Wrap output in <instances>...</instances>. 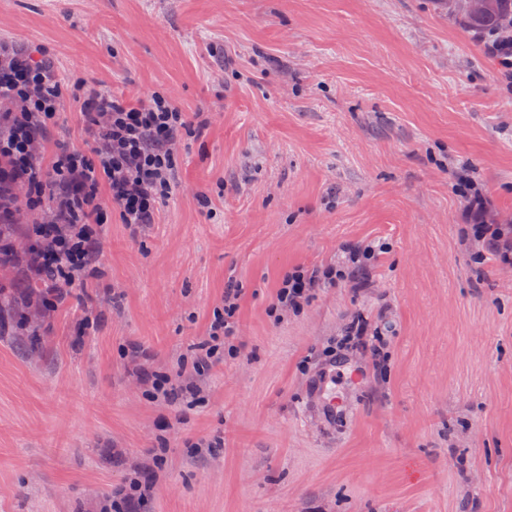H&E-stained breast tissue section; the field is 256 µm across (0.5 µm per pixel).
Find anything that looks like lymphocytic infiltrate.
Wrapping results in <instances>:
<instances>
[{
	"mask_svg": "<svg viewBox=\"0 0 512 512\" xmlns=\"http://www.w3.org/2000/svg\"><path fill=\"white\" fill-rule=\"evenodd\" d=\"M69 100L78 108L84 151L49 137ZM206 127L202 113L183 111L167 95L137 102L115 96L66 79L52 63L0 39V219L27 227L23 245L9 240L1 246L6 257L0 267L31 282L51 275L36 310L55 309L68 288L96 275L103 225L116 218L136 232L154 223L174 185L178 143ZM455 190L466 201L472 245L512 265V225L495 222L486 196L466 175H458ZM381 250L374 243L350 246L336 264L285 272L273 310L300 311L316 289L342 281L366 288L362 273ZM240 297V288L225 287L224 311L215 314L211 342L202 346L194 369L223 361V346L237 335Z\"/></svg>",
	"mask_w": 512,
	"mask_h": 512,
	"instance_id": "1",
	"label": "lymphocytic infiltrate"
}]
</instances>
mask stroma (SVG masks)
<instances>
[{
    "label": "stroma",
    "mask_w": 512,
    "mask_h": 512,
    "mask_svg": "<svg viewBox=\"0 0 512 512\" xmlns=\"http://www.w3.org/2000/svg\"><path fill=\"white\" fill-rule=\"evenodd\" d=\"M0 39L209 116L155 224L105 225L101 276L0 334V512H99L161 433L140 512H512V266L472 260L452 189L467 169L512 225V84L446 0H0ZM370 241L368 290L270 316L284 272ZM230 281L206 403L151 402L125 348L169 366ZM359 315L366 378L320 377ZM241 297V288L235 286L232 282L224 287V315L215 313L214 320L210 324L209 336L214 344L203 345L199 349L201 352L196 356L193 367L198 372L201 369L208 368L224 360V349L226 345L228 350L237 351L233 344L237 334V327L233 321L234 315L239 306ZM222 339V343H221ZM224 344L221 351V345Z\"/></svg>",
    "instance_id": "1"
}]
</instances>
